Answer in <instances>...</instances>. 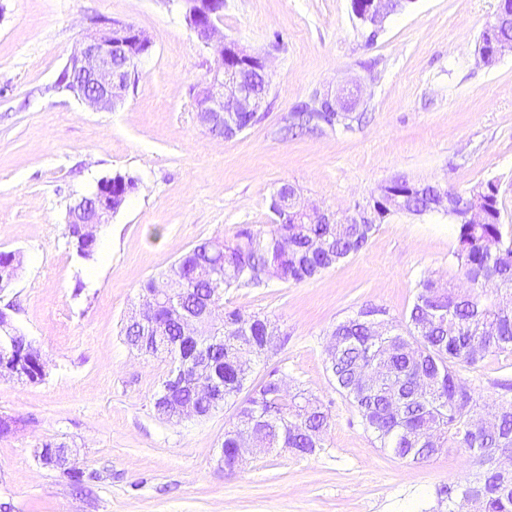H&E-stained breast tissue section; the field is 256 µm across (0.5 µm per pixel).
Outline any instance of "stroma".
I'll return each mask as SVG.
<instances>
[{
	"label": "stroma",
	"instance_id": "35a3bbf8",
	"mask_svg": "<svg viewBox=\"0 0 512 512\" xmlns=\"http://www.w3.org/2000/svg\"><path fill=\"white\" fill-rule=\"evenodd\" d=\"M499 0H413L377 36L351 0H224L225 37L263 55L269 93L260 120L229 140L203 134L191 90L214 64L178 0H0V251L23 265L1 303L48 363L45 381L0 378V504L11 512H448L438 492L479 466L455 448L412 465L378 448L326 370L331 330L361 308L401 321L428 273L457 284L447 216L398 215L370 244L313 280L226 291V307L268 318L284 346L256 364L317 396L331 415L324 446L284 448L218 464L227 407L204 420L159 419L152 395L168 373L123 343L140 284L186 250L241 228L268 227L272 193L295 185L347 216L394 178L458 190L493 178L512 225V54L479 61ZM107 16L153 42L124 101L96 111L56 82L88 31ZM360 83L364 118L351 131L289 133L287 117L314 93ZM138 188L80 259L70 205L98 178ZM459 375L488 400L512 379V354H487ZM77 451L82 487L41 467L36 448Z\"/></svg>",
	"mask_w": 512,
	"mask_h": 512
}]
</instances>
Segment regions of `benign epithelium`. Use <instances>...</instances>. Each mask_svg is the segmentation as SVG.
<instances>
[{
    "label": "benign epithelium",
    "instance_id": "obj_1",
    "mask_svg": "<svg viewBox=\"0 0 512 512\" xmlns=\"http://www.w3.org/2000/svg\"><path fill=\"white\" fill-rule=\"evenodd\" d=\"M187 5L184 19L187 27L212 50L214 66L207 77L194 89L197 121L203 131L213 138L230 139L238 132L236 114L252 112L259 114L263 100L252 86L251 71L257 67L266 71L264 57L250 52L235 40L224 38L218 23L224 13V0H183ZM395 0H367L364 14L366 28L376 35L387 18L394 13ZM152 41L146 32L123 20L101 16L92 20V31L80 41L70 56L60 78L71 77L81 92L78 100L97 110H112L122 102L125 92L136 77L140 64L148 57ZM364 102L363 89L359 84H346L335 93L315 94L308 108L322 106L324 112L344 113L347 104L356 106ZM428 206L444 210L448 188L439 184H427ZM277 203L296 211L299 219L312 224H334L337 213L323 209L301 192L290 186L281 187L276 195ZM112 198L96 192L94 199L81 198L67 214L68 231L78 232V237L98 242V232L112 218ZM172 297L159 290L153 292L135 324L151 325L159 309L171 304ZM13 305L0 308V327L9 329L13 337V349L20 352L33 347L32 340L12 322L9 311ZM184 326L183 346L190 355L199 351V319L192 313L180 315ZM195 378L203 380L200 388L201 399L216 406L224 404L223 380L207 374L205 364L197 367ZM37 461L64 474L76 472L72 450L67 447L40 448L36 451Z\"/></svg>",
    "mask_w": 512,
    "mask_h": 512
}]
</instances>
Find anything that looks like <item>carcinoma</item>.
<instances>
[{"mask_svg":"<svg viewBox=\"0 0 512 512\" xmlns=\"http://www.w3.org/2000/svg\"><path fill=\"white\" fill-rule=\"evenodd\" d=\"M330 122L327 113L315 117L297 112L292 117V125L300 128ZM116 178L126 182V188L112 189V208L118 212L137 182L120 173ZM413 186L414 182L398 177L378 191L399 195L405 213L411 215L426 206ZM462 200L485 210L484 223L467 221L465 211L455 207ZM448 204V218L457 234L452 262L459 279L468 284V295L428 275L419 281L402 321L386 323L378 338L369 335V327L382 311L360 309L332 331L343 351L327 355L326 369L336 391L357 410L378 447L411 464L426 462L444 448H458L486 466L476 480L444 487L448 504L469 493L479 512H512V471L492 467L502 450H512V399L488 402L458 375L459 367L476 365L489 352L512 353V231L503 223L493 180L465 190L448 188ZM395 214L382 209L368 224H283L276 218L266 229L242 228L224 240L218 280L194 276L195 268L212 258L209 239L181 254L161 277L172 284L173 302L188 311L232 288L306 282L363 250L378 226ZM22 264L20 253L0 251V289L11 284ZM237 315L238 310L223 308L213 310L210 317L214 325L224 323V346L215 350L210 372L224 377V405L234 408L236 420L233 429L224 432V470L233 472L239 466L236 448L243 431L250 433L257 448L315 454L330 427L328 410L315 397L290 394L277 369L252 385L253 365L268 356L267 319L255 316L253 329L240 336L231 328ZM157 335L168 344L181 339L179 322L165 310L148 336L150 344H155ZM369 361L388 374L382 384L358 382L356 369ZM165 393L163 381L153 394L154 409L163 419L171 420L169 413L177 403L196 406L203 418L211 414L198 385L190 380L168 401ZM487 413L496 417L492 432L481 428Z\"/></svg>","mask_w":512,"mask_h":512,"instance_id":"obj_1","label":"carcinoma"}]
</instances>
